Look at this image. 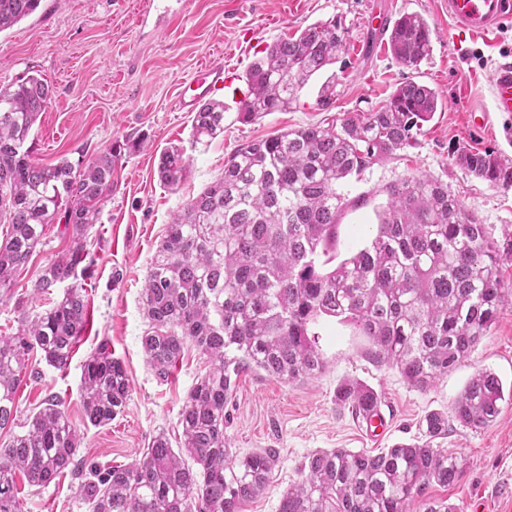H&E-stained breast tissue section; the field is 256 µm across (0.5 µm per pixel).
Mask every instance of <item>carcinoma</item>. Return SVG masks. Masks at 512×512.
<instances>
[{
	"label": "carcinoma",
	"instance_id": "obj_1",
	"mask_svg": "<svg viewBox=\"0 0 512 512\" xmlns=\"http://www.w3.org/2000/svg\"><path fill=\"white\" fill-rule=\"evenodd\" d=\"M40 0H0V32L32 14ZM342 19L306 26L268 45L246 74L238 119L250 122L296 100L310 79L346 51ZM389 47L403 67L417 68L432 48L428 23L405 14ZM52 99L47 81L28 75L0 86V290L42 245L56 220L71 234L67 253L48 262L31 285L35 294L68 283L53 305L22 330L0 335V431L13 428L14 395L38 349L54 367L69 364L88 320L77 268L98 204L112 192L122 146L85 162L32 160L26 142ZM440 105L430 86L411 79L387 101L341 126H307L242 144L224 159V173L192 198L167 226L150 263L141 303L148 328L141 342L160 381L169 379L186 345L208 369L187 394L176 430L152 437L141 458L100 474L88 470L80 492L92 512H244L259 496L278 456L272 449L235 454L224 435L226 405L239 376L262 371L285 383L325 369L312 325L329 316L356 326L373 356L427 389L465 360L494 325L505 301L501 249L486 226L467 214L448 185L414 176L387 188L376 234L336 261V228L345 197L338 187L416 144ZM192 143L224 134V102L194 112ZM455 163L474 176L512 187V166L490 151L462 149ZM188 165L183 148L163 152L159 177L176 186ZM81 392L86 420L105 426L130 396L120 360L103 340L85 361ZM358 416L380 404L358 381L336 390ZM504 400L498 376L475 374L453 403L465 427L494 424ZM425 440L399 442L376 455L346 448L306 457L304 479L286 491L278 512H454L423 498L429 485L448 486L462 473L458 457L432 441L448 431V416L423 420ZM79 435L51 399L25 431L0 445V512H22L17 480L42 487L75 467Z\"/></svg>",
	"mask_w": 512,
	"mask_h": 512
}]
</instances>
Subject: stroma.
Masks as SVG:
<instances>
[{
  "label": "stroma",
  "instance_id": "1",
  "mask_svg": "<svg viewBox=\"0 0 512 512\" xmlns=\"http://www.w3.org/2000/svg\"><path fill=\"white\" fill-rule=\"evenodd\" d=\"M143 2L40 0L31 15L0 33V85L38 74L52 88L51 103L28 140L34 160H87L114 141L131 142L87 232L91 260L79 279L88 305L86 330L66 367L50 366L40 350L31 351L14 396L21 424L42 402L54 399L80 436L77 461L103 468L141 457L156 432L174 427L187 393L208 367L189 346L168 381L157 380L141 347L147 321L140 297L167 225L223 173L225 157L239 145L281 130L342 123L380 106L400 83L420 81L439 93L442 106L414 147L343 184L348 205L338 221L337 259L375 234L387 187L423 174L447 184L495 240L512 243V188L478 179L454 162L458 150L470 148L493 151L512 166V116L491 109L494 69L503 59L512 60V19L489 38L466 37L457 45L446 0H187L185 10L158 31L141 24ZM408 13L422 16L432 37L430 55L414 70L395 62L384 26ZM334 16L348 28L345 54L314 76L286 111L242 123L230 109L223 137L192 146L193 115L173 111L171 104L200 64L223 63L228 86L219 98L230 103L234 92L245 89L248 68L268 44ZM327 81L333 82L335 97L324 107L319 95ZM173 145L184 149L189 166L184 179L170 187L161 183L158 163ZM70 245L62 224L46 226L42 245L18 271L11 291L0 297V334H16L22 316L41 313L62 295L59 287L36 295L31 285ZM313 330L326 362L317 378L284 383L248 373L237 381L226 428L232 448L243 454L273 448L279 457L266 490L246 504V512H277L281 495L303 479V464L315 450L375 455L394 443L421 439L424 416L439 411L450 417L455 398L479 371L494 372L504 391L512 390V302L476 350L426 390L377 362L354 326L324 316ZM104 339L123 363L131 391L110 424L94 427L83 414L81 377L85 361ZM348 379L370 386L390 409L383 437H370L360 418L337 402L336 390ZM500 409L485 429L450 418L447 434L434 445L461 457L463 471L450 486H429L427 498L452 504L458 512H512V401L504 400ZM20 499L23 512H91L78 479L68 471L44 487L22 486Z\"/></svg>",
  "mask_w": 512,
  "mask_h": 512
}]
</instances>
